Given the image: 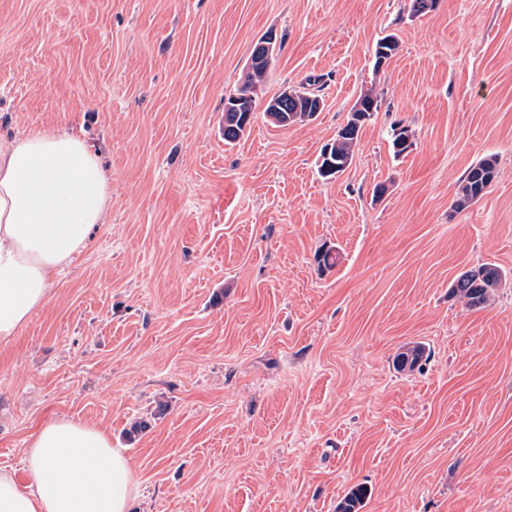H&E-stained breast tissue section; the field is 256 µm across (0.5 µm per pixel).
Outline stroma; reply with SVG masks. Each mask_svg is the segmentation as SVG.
Returning a JSON list of instances; mask_svg holds the SVG:
<instances>
[{
  "label": "stroma",
  "instance_id": "stroma-1",
  "mask_svg": "<svg viewBox=\"0 0 512 512\" xmlns=\"http://www.w3.org/2000/svg\"><path fill=\"white\" fill-rule=\"evenodd\" d=\"M269 30L251 129L225 145ZM311 77L322 111L273 125L268 101ZM367 92L350 166L321 178ZM77 125L110 218L0 343V468L28 486L26 442L58 416L111 429L131 512H336L357 484L361 512H512V0H0V137ZM486 262L506 280L467 309L450 287ZM496 176L495 160L485 158L469 169L458 189L453 207L463 211L481 199Z\"/></svg>",
  "mask_w": 512,
  "mask_h": 512
}]
</instances>
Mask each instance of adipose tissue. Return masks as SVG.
<instances>
[{"label":"adipose tissue","mask_w":512,"mask_h":512,"mask_svg":"<svg viewBox=\"0 0 512 512\" xmlns=\"http://www.w3.org/2000/svg\"><path fill=\"white\" fill-rule=\"evenodd\" d=\"M98 152L73 129L0 144V343L43 308L111 207ZM28 486L0 468V512H130L137 483L108 428L67 417L43 422L24 450Z\"/></svg>","instance_id":"ef3b65f1"}]
</instances>
